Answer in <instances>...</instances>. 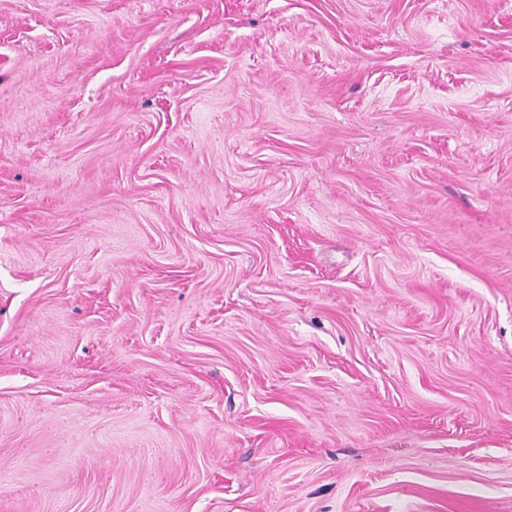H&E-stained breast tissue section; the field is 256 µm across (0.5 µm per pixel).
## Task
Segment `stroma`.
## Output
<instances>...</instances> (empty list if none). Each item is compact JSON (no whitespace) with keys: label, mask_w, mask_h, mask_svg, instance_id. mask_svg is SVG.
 I'll use <instances>...</instances> for the list:
<instances>
[{"label":"stroma","mask_w":512,"mask_h":512,"mask_svg":"<svg viewBox=\"0 0 512 512\" xmlns=\"http://www.w3.org/2000/svg\"><path fill=\"white\" fill-rule=\"evenodd\" d=\"M0 512H512V0H0Z\"/></svg>","instance_id":"35a3bbf8"}]
</instances>
